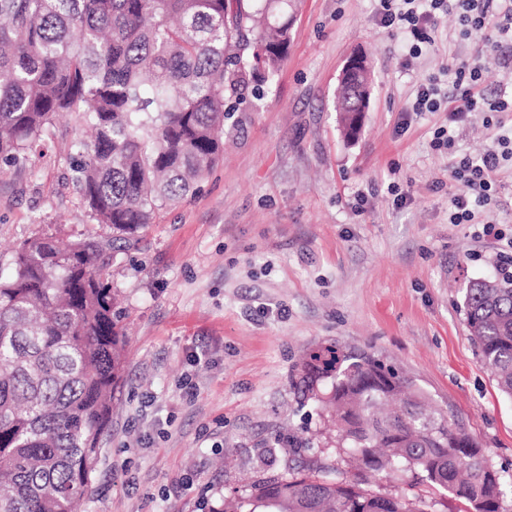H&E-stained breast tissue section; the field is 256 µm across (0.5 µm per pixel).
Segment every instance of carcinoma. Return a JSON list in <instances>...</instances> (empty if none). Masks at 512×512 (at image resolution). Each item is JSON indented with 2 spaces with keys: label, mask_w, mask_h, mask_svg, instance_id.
Masks as SVG:
<instances>
[{
  "label": "carcinoma",
  "mask_w": 512,
  "mask_h": 512,
  "mask_svg": "<svg viewBox=\"0 0 512 512\" xmlns=\"http://www.w3.org/2000/svg\"><path fill=\"white\" fill-rule=\"evenodd\" d=\"M294 0H0V161L32 160L56 120L93 131L70 145L90 231L48 233L0 263V512H86L123 362L103 277L156 211L196 193L224 154V121L260 97L288 57ZM465 322L512 399V275L472 280ZM300 381L336 447L374 471H410L467 503L507 512L485 449L412 380L334 344ZM211 512H419L318 475L264 478Z\"/></svg>",
  "instance_id": "obj_1"
}]
</instances>
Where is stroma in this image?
Wrapping results in <instances>:
<instances>
[{"label":"stroma","instance_id":"obj_1","mask_svg":"<svg viewBox=\"0 0 512 512\" xmlns=\"http://www.w3.org/2000/svg\"><path fill=\"white\" fill-rule=\"evenodd\" d=\"M459 30L441 16L433 47L414 56L376 0H297L288 57L226 123L223 161L107 271L125 360L87 512H210L309 460L353 479L335 429L296 387L303 359L334 342L410 377L512 472V399L480 365L463 312L470 280L512 272V172L474 223H450L452 161L497 149V130L482 112L452 124L408 109L421 85L450 84L457 57H482L488 98L512 96L493 45ZM355 53L372 81L352 138L333 93ZM444 127L454 146L433 149ZM84 134L63 119L35 163L0 168V259L27 236L67 243L93 227L69 179L68 147ZM487 221L504 240L486 236ZM364 479L431 512L463 508L406 472Z\"/></svg>","mask_w":512,"mask_h":512}]
</instances>
